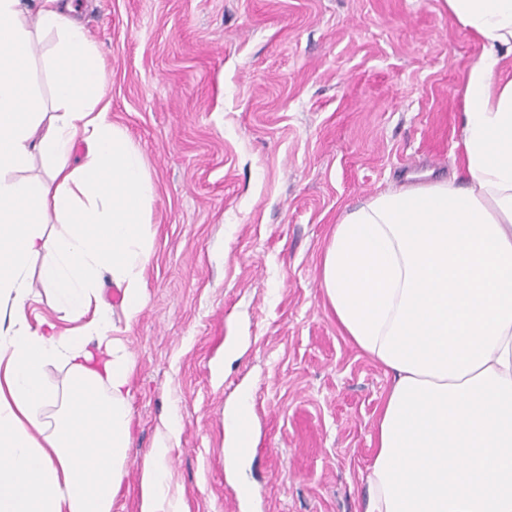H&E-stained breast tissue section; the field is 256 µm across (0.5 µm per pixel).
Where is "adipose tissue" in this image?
<instances>
[{
  "mask_svg": "<svg viewBox=\"0 0 512 512\" xmlns=\"http://www.w3.org/2000/svg\"><path fill=\"white\" fill-rule=\"evenodd\" d=\"M482 44L450 180L370 196L335 224L319 264L336 323L392 377L367 468V512H512V0H444ZM0 0V512H112L125 493L136 358L101 301L143 310L154 183L112 125L107 80L71 0ZM50 35L47 117L27 55ZM86 154L70 161L77 143ZM46 171L30 174L34 158ZM56 219L60 232L46 230ZM70 329L30 324V264ZM66 370L65 389L46 382ZM166 425L140 512H185Z\"/></svg>",
  "mask_w": 512,
  "mask_h": 512,
  "instance_id": "obj_1",
  "label": "adipose tissue"
}]
</instances>
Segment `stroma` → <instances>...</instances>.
<instances>
[{
  "instance_id": "35a3bbf8",
  "label": "stroma",
  "mask_w": 512,
  "mask_h": 512,
  "mask_svg": "<svg viewBox=\"0 0 512 512\" xmlns=\"http://www.w3.org/2000/svg\"><path fill=\"white\" fill-rule=\"evenodd\" d=\"M81 2L108 119L156 188L144 309L126 321L103 289L137 361L112 512H139L172 415L188 512H364L391 378L338 328L319 259L346 209L458 167L480 43L444 0ZM244 395L254 451L232 467L224 417Z\"/></svg>"
}]
</instances>
